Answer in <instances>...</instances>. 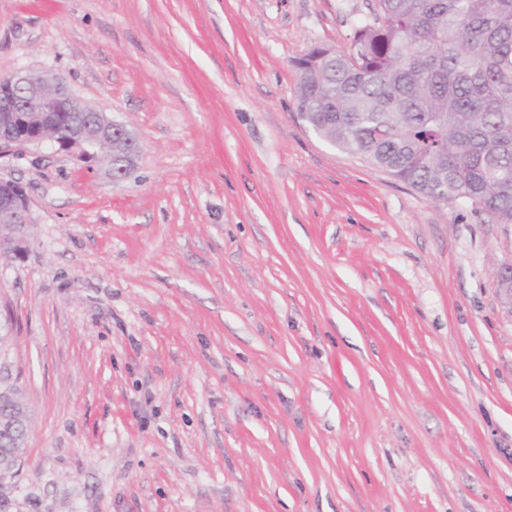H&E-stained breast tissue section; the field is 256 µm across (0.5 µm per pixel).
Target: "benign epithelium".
<instances>
[{"mask_svg":"<svg viewBox=\"0 0 512 512\" xmlns=\"http://www.w3.org/2000/svg\"><path fill=\"white\" fill-rule=\"evenodd\" d=\"M77 101L69 85L48 71L15 72L0 76V150L16 145H40L46 139L28 141L32 130L64 126L59 113L74 111ZM87 117L69 125L52 140L59 149L86 164L89 171H104L113 181L125 179L135 163L140 142L126 126L101 109L84 106ZM0 223L10 233L0 235V257L23 250V228L32 223L31 204L25 187L13 180H0ZM496 288L504 304L512 308V262L499 267Z\"/></svg>","mask_w":512,"mask_h":512,"instance_id":"1","label":"benign epithelium"}]
</instances>
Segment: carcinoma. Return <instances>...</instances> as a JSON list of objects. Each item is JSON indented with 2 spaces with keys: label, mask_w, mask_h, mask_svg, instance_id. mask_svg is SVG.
<instances>
[{
  "label": "carcinoma",
  "mask_w": 512,
  "mask_h": 512,
  "mask_svg": "<svg viewBox=\"0 0 512 512\" xmlns=\"http://www.w3.org/2000/svg\"><path fill=\"white\" fill-rule=\"evenodd\" d=\"M297 67L323 139L512 224V0H375L348 51L316 47Z\"/></svg>",
  "instance_id": "cac0c4a2"
}]
</instances>
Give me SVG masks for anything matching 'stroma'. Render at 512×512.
Masks as SVG:
<instances>
[{
    "label": "stroma",
    "instance_id": "stroma-1",
    "mask_svg": "<svg viewBox=\"0 0 512 512\" xmlns=\"http://www.w3.org/2000/svg\"><path fill=\"white\" fill-rule=\"evenodd\" d=\"M373 0H0V75L49 70L140 140L115 183L0 156L32 425L0 512H512V227L298 116L296 62ZM0 257H12L23 250V228L32 223L31 204L25 187L13 180H0Z\"/></svg>",
    "mask_w": 512,
    "mask_h": 512
}]
</instances>
